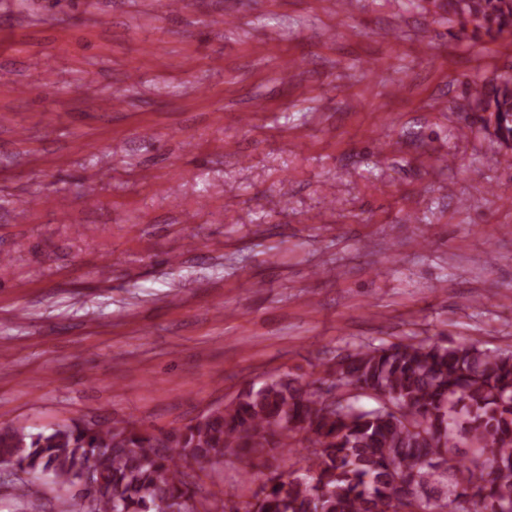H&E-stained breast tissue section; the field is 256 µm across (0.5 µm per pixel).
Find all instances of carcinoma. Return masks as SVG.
I'll return each instance as SVG.
<instances>
[{
	"mask_svg": "<svg viewBox=\"0 0 512 512\" xmlns=\"http://www.w3.org/2000/svg\"><path fill=\"white\" fill-rule=\"evenodd\" d=\"M438 8L456 40L512 35V0ZM466 85L458 111L486 113L489 142L504 148L512 70ZM461 440L472 449L466 461L457 458ZM188 448L218 465L234 450L307 453L288 476L271 471L259 494L210 500L188 472ZM0 463L12 466L26 499L38 496L41 476L69 488L95 468L99 494L72 497L66 512H512V351L411 339L361 346L322 377L272 375L170 432L126 419L37 433L0 425Z\"/></svg>",
	"mask_w": 512,
	"mask_h": 512,
	"instance_id": "obj_1",
	"label": "carcinoma"
}]
</instances>
